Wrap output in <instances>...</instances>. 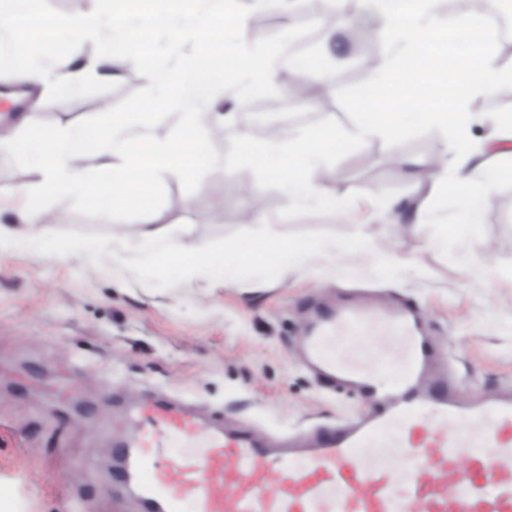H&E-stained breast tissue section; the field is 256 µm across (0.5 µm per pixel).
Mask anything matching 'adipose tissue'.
<instances>
[{"mask_svg": "<svg viewBox=\"0 0 512 512\" xmlns=\"http://www.w3.org/2000/svg\"><path fill=\"white\" fill-rule=\"evenodd\" d=\"M436 4L437 0H416L415 7L402 18L392 11L390 0H336V17L326 31L327 41H334L337 32L351 23L365 22L392 49L386 69L373 78L382 111L365 113L348 133L327 127L310 140L288 147L278 141L262 148L246 142L238 154L220 158L210 153L207 136L235 118L234 113L217 112L220 101L243 98L247 92L280 79L318 82L322 73L282 51L271 57L262 55L254 39L247 36L248 15L240 10L238 0H206L187 32L196 44L193 54L176 68L159 67L152 63L150 49L131 38L130 27L149 12L154 13L157 25H165L169 13L155 12L152 0H96L91 12L55 18V31L68 35L69 42L47 70V77L73 94L81 85L79 73L72 69L76 62L87 61L103 80L118 77L123 67L141 68L159 92L164 113L174 117V125L160 131L164 113L150 112L134 124L60 127L48 131L40 142L16 128L6 140L29 158L41 176V190L81 197L104 213L126 200L145 198L147 178L158 173L199 172L216 164L231 167L241 158L278 178L298 201L308 202L320 193L322 160L328 152L351 139L364 141L397 132L404 103L395 87L406 62L418 63L411 75L414 84H437L439 70L432 61L443 55L446 34ZM220 40L225 43V58L218 61L210 57L208 45ZM464 55L468 64L459 73L462 93L433 97L424 107L423 120L452 123L465 130L471 120L466 110L471 97L512 84V69L497 65L490 42L474 41ZM228 64L237 74V83L231 88L223 80ZM510 141L512 115L499 116L492 121L486 147L479 151V163L455 157L449 182L468 201L463 222L454 228L457 235L476 236L489 200V179L512 175V151L506 147ZM250 221L254 230L249 236L218 250L207 242L174 235L164 214L147 205L137 224L120 229L122 245L113 249L112 255L118 261L130 255L145 267L180 273L189 284L200 276L221 277L226 270L240 266H268L288 253L300 261L309 260L310 249L277 234L261 208L251 210ZM1 247L58 260L75 259L88 269L97 267L104 250L103 242L92 237L58 241L45 212L37 208L22 211L17 223L0 224Z\"/></svg>", "mask_w": 512, "mask_h": 512, "instance_id": "obj_1", "label": "adipose tissue"}]
</instances>
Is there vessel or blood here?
Segmentation results:
<instances>
[{
  "label": "vessel or blood",
  "mask_w": 512,
  "mask_h": 512,
  "mask_svg": "<svg viewBox=\"0 0 512 512\" xmlns=\"http://www.w3.org/2000/svg\"><path fill=\"white\" fill-rule=\"evenodd\" d=\"M301 360L370 410L278 446L141 398L133 435L112 445L114 480L135 488L140 512H512V395L459 397L408 305L315 304Z\"/></svg>",
  "instance_id": "vessel-or-blood-1"
}]
</instances>
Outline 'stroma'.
I'll use <instances>...</instances> for the list:
<instances>
[{
    "label": "stroma",
    "mask_w": 512,
    "mask_h": 512,
    "mask_svg": "<svg viewBox=\"0 0 512 512\" xmlns=\"http://www.w3.org/2000/svg\"><path fill=\"white\" fill-rule=\"evenodd\" d=\"M249 5L240 0L262 47L275 52L301 43L303 63L329 79L296 93L283 83L251 91L236 126L211 134V152H237L238 126L251 112L281 116L293 140L322 126L349 130L389 46L379 40L364 45L355 25L327 46L326 25L313 19L307 0H292L286 22ZM13 52V70L0 72L1 129L30 115L28 134L37 140L53 128L106 127L161 109L141 69L122 68L111 81L85 72L82 90L66 95L17 80L50 68L51 52L24 40ZM470 110L474 145L491 117L512 113V85L474 98ZM441 140V129L421 122L416 107L396 136L328 153L321 194L311 202H299L279 180L242 163L229 171L154 176L147 202L122 204L107 222L80 198L36 190L39 177L26 156L1 146L0 186L24 190L0 199L4 222L21 205L35 203L51 216L58 239L108 241L113 226L138 223L148 204L164 211L175 233L221 247L250 234L245 211L256 186L268 222L315 250L305 264L288 256L189 287L178 275L116 265L108 256L94 271L75 260L1 250L0 482L14 489L21 512H71L75 506L80 512H138L135 499L112 482L108 449L130 430L131 400L147 392L272 436L356 418L365 403L330 388L295 357L308 304L319 298L341 303L366 293L407 302L424 318L461 395L512 390V179L491 183L475 237L452 233L463 219L462 203L434 185L424 166ZM403 158L420 162L417 174L400 167ZM422 209L430 223H416ZM361 224L396 242L404 264L380 270L350 252ZM324 242L335 244V256L318 254ZM489 266L495 277H486Z\"/></svg>",
    "instance_id": "obj_1"
}]
</instances>
